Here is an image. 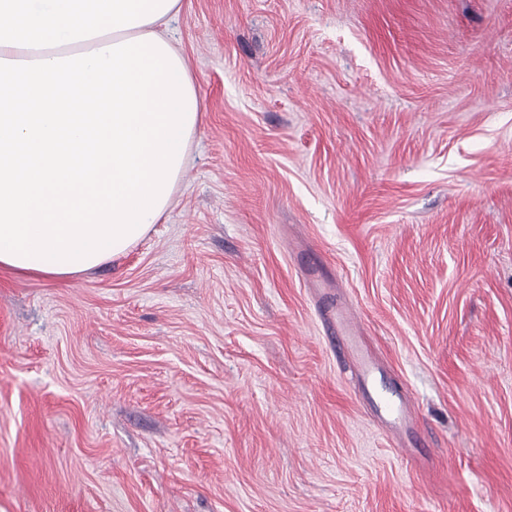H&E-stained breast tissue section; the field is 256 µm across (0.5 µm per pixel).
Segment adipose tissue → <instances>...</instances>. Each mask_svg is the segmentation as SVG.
Wrapping results in <instances>:
<instances>
[{"instance_id": "ef3b65f1", "label": "adipose tissue", "mask_w": 512, "mask_h": 512, "mask_svg": "<svg viewBox=\"0 0 512 512\" xmlns=\"http://www.w3.org/2000/svg\"><path fill=\"white\" fill-rule=\"evenodd\" d=\"M181 4L0 0V268L77 276L168 209L200 120Z\"/></svg>"}]
</instances>
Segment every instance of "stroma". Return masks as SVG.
Masks as SVG:
<instances>
[{
    "instance_id": "stroma-1",
    "label": "stroma",
    "mask_w": 512,
    "mask_h": 512,
    "mask_svg": "<svg viewBox=\"0 0 512 512\" xmlns=\"http://www.w3.org/2000/svg\"><path fill=\"white\" fill-rule=\"evenodd\" d=\"M167 34L202 112L172 207L84 275L0 270V512H512V0H182ZM319 317L328 327L336 357L343 369L349 370L355 381V392L371 415L389 429L409 428L413 421L408 402V392L395 388L393 392L373 394L375 381L382 368L365 345L359 323L351 309L343 303L326 308L316 302Z\"/></svg>"
}]
</instances>
